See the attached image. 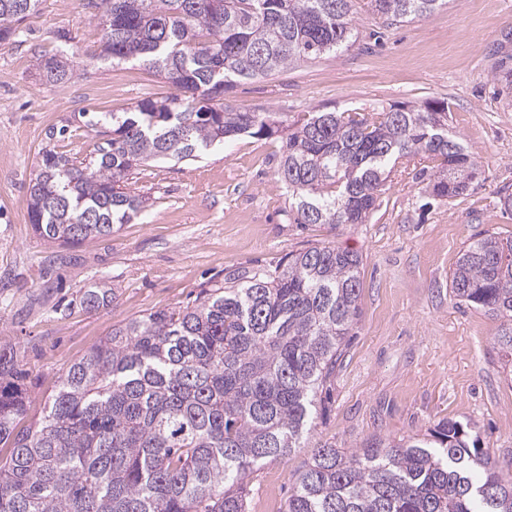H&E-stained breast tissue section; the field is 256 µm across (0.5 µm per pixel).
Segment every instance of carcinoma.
<instances>
[{
    "instance_id": "1",
    "label": "carcinoma",
    "mask_w": 512,
    "mask_h": 512,
    "mask_svg": "<svg viewBox=\"0 0 512 512\" xmlns=\"http://www.w3.org/2000/svg\"><path fill=\"white\" fill-rule=\"evenodd\" d=\"M449 0H367L388 26L422 20ZM39 0H0V46ZM98 10L97 59L136 62L176 94L129 112L88 117L102 137L77 160L46 132L28 191L40 238L74 247L112 235L142 211L124 190L152 162L194 160L240 135L282 139L277 175L296 224H364L403 158L431 162L426 191L466 194L480 165L448 128L447 107L392 104L277 112L226 102L244 81L355 45V0H89ZM492 75L512 88V30L491 45ZM47 82L88 74L59 52L35 56ZM362 256L322 244L202 289L195 304L112 328L60 376L41 416L26 421L30 373L0 348V512H247V477L305 447L318 394L328 389L359 317ZM459 303L499 321L495 343L512 357V235L482 234L451 273ZM113 290L83 291L85 310ZM280 512H512V471L441 420L400 443L352 451L310 449Z\"/></svg>"
}]
</instances>
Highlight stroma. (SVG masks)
<instances>
[{"instance_id": "stroma-1", "label": "stroma", "mask_w": 512, "mask_h": 512, "mask_svg": "<svg viewBox=\"0 0 512 512\" xmlns=\"http://www.w3.org/2000/svg\"><path fill=\"white\" fill-rule=\"evenodd\" d=\"M350 50L239 85L244 110L308 112L447 101L448 125L481 165L465 195L439 201L425 191L419 159L391 170L367 223L296 224L277 181L281 141L240 136L198 161L136 170L131 192L145 207L110 237L62 248L29 224L28 183L50 127L84 158L97 140L88 112H126L174 88L137 63L96 64L59 87L33 67L38 54L97 51L102 32L88 0H41L0 47V346L23 355L31 374L29 418L38 417L63 370L130 318L192 303L202 288L275 265L289 253L332 242L363 258L356 333L318 408L309 446L343 451L368 439L424 435L443 419L460 422L500 464L512 462V376L494 338L499 323L457 304L449 276L478 234H512L498 204L512 193V98L491 74L489 45L512 27V0H455L423 20L392 28L365 8L354 16ZM68 32L70 42L60 41ZM112 288V305L82 309L84 288ZM307 448L264 463L249 477V512H279Z\"/></svg>"}]
</instances>
